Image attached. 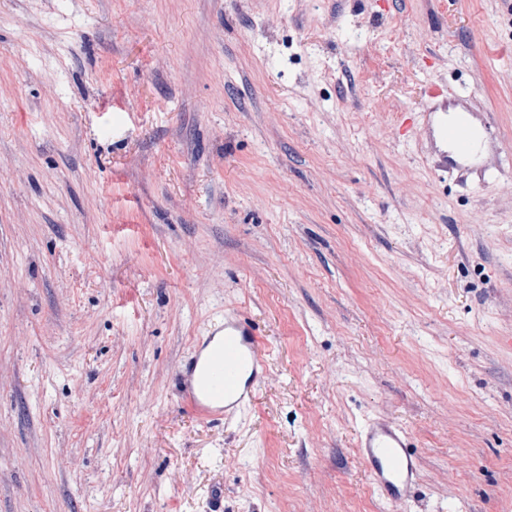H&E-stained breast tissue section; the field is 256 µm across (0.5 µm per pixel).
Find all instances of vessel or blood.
<instances>
[{"mask_svg":"<svg viewBox=\"0 0 512 512\" xmlns=\"http://www.w3.org/2000/svg\"><path fill=\"white\" fill-rule=\"evenodd\" d=\"M428 97L420 134L433 170L443 175L452 168L463 176L484 174L490 153L500 149L502 141L480 118L473 105L474 91L433 82ZM269 356L268 346L244 313L225 310L223 320L208 327L192 358L177 367L184 404L200 420H231L255 400L268 373ZM357 447L384 501L407 504L420 468L408 432L378 416L360 428Z\"/></svg>","mask_w":512,"mask_h":512,"instance_id":"b4317fda","label":"vessel or blood"}]
</instances>
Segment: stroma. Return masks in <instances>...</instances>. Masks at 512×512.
Here are the masks:
<instances>
[{"instance_id": "stroma-1", "label": "stroma", "mask_w": 512, "mask_h": 512, "mask_svg": "<svg viewBox=\"0 0 512 512\" xmlns=\"http://www.w3.org/2000/svg\"><path fill=\"white\" fill-rule=\"evenodd\" d=\"M505 150L430 171V81ZM270 347L209 424L172 377ZM512 512V0H0V512ZM269 348L237 309L207 328L191 359L177 367L184 404L202 421L226 422L251 405L269 367ZM359 457L371 483L390 505L407 504L420 458L408 432L386 416L368 420L358 432Z\"/></svg>"}]
</instances>
